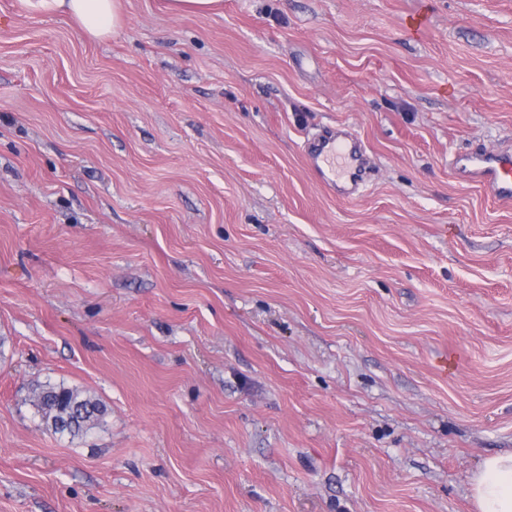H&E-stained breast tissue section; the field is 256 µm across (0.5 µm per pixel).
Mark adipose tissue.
<instances>
[{"instance_id": "adipose-tissue-1", "label": "adipose tissue", "mask_w": 512, "mask_h": 512, "mask_svg": "<svg viewBox=\"0 0 512 512\" xmlns=\"http://www.w3.org/2000/svg\"><path fill=\"white\" fill-rule=\"evenodd\" d=\"M42 13L64 14L93 40L109 38L123 23L121 0H26ZM477 512H512V452L484 459L472 478Z\"/></svg>"}]
</instances>
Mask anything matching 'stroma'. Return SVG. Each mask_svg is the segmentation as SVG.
I'll use <instances>...</instances> for the list:
<instances>
[{"mask_svg":"<svg viewBox=\"0 0 512 512\" xmlns=\"http://www.w3.org/2000/svg\"><path fill=\"white\" fill-rule=\"evenodd\" d=\"M0 0V512H475L512 451V0ZM360 141L363 181L306 149ZM62 382L107 408L71 438ZM121 0H26L34 10L44 14H64L78 25L89 39L109 38L123 23ZM168 9L176 13L210 14L224 8L223 0H168ZM458 164L465 176L477 182L492 199L512 205V154L478 149L456 161ZM34 405L54 433L72 438L87 434L107 411L99 400L64 383L41 386L35 395ZM74 410H79V415H75Z\"/></svg>","mask_w":512,"mask_h":512,"instance_id":"stroma-1","label":"stroma"}]
</instances>
